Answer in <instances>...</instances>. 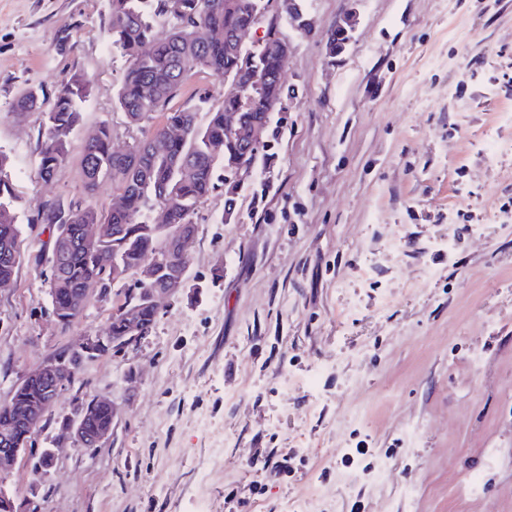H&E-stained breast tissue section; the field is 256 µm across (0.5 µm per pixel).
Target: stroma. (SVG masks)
<instances>
[{
  "instance_id": "1",
  "label": "stroma",
  "mask_w": 512,
  "mask_h": 512,
  "mask_svg": "<svg viewBox=\"0 0 512 512\" xmlns=\"http://www.w3.org/2000/svg\"><path fill=\"white\" fill-rule=\"evenodd\" d=\"M354 15L349 43L327 37ZM288 39L286 109L235 196L199 206L189 265L204 290L162 299L152 332L86 361L54 421L56 466L20 457L0 483L22 512H512V0H303ZM109 0H0V151L17 197L21 257L0 288V403L42 360L104 334L123 295L92 296L68 328L50 298L46 203L100 210L81 147L101 123L122 151L162 125L117 105L125 60ZM86 80L62 172L37 169L42 115ZM222 79L191 73L168 110L199 121ZM454 252H446L447 241ZM480 356L481 371L468 361ZM136 385H129V373ZM120 405L111 439L60 438L75 393ZM354 482H347V475ZM480 480L477 493L460 490Z\"/></svg>"
}]
</instances>
